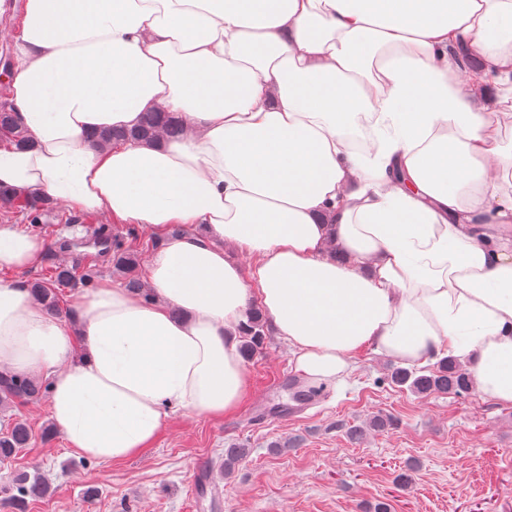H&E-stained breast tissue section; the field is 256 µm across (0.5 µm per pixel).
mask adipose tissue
Instances as JSON below:
<instances>
[{
  "label": "adipose tissue",
  "instance_id": "ef3b65f1",
  "mask_svg": "<svg viewBox=\"0 0 512 512\" xmlns=\"http://www.w3.org/2000/svg\"><path fill=\"white\" fill-rule=\"evenodd\" d=\"M17 45L34 146L0 141V186L159 240L149 295L102 278L74 328L19 278L44 238L0 224V371L48 378L68 448L120 462L236 411L254 304L308 381L446 354L512 406V0H26ZM158 110L180 139L89 147ZM364 118L393 130L372 159Z\"/></svg>",
  "mask_w": 512,
  "mask_h": 512
}]
</instances>
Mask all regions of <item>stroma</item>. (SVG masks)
I'll return each mask as SVG.
<instances>
[{
  "mask_svg": "<svg viewBox=\"0 0 512 512\" xmlns=\"http://www.w3.org/2000/svg\"><path fill=\"white\" fill-rule=\"evenodd\" d=\"M44 237L47 249L23 275L39 277L62 263L75 285L64 289V308L85 291L87 275L112 272L111 245L95 246L103 229L128 244L141 227L112 223L100 214H76L63 205L32 223L29 214L0 206V219ZM397 359L365 349L345 381L311 383L295 369L286 342L268 336L246 362L249 388L240 408L221 419L173 415L152 448L112 463L67 448L61 435L44 437L48 398L0 411L23 419L33 437L9 462H0V512H13L8 488L16 472L36 470L50 493L27 512H512V407L480 392L420 397L395 386ZM378 414L391 417L369 429ZM366 427L363 440L347 436ZM249 449V457L222 474L224 451ZM205 482L194 487L195 470ZM98 495L89 501L87 487Z\"/></svg>",
  "mask_w": 512,
  "mask_h": 512,
  "instance_id": "1",
  "label": "stroma"
}]
</instances>
